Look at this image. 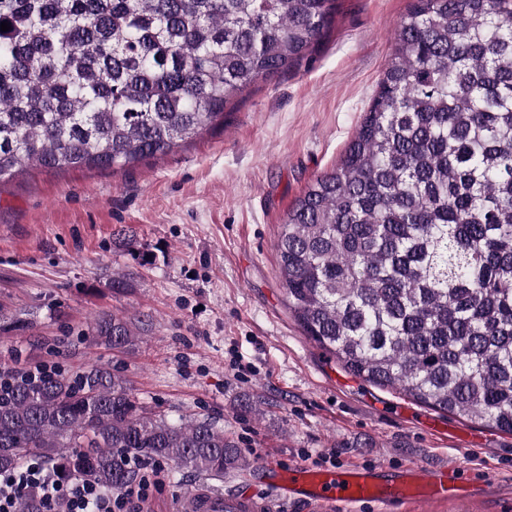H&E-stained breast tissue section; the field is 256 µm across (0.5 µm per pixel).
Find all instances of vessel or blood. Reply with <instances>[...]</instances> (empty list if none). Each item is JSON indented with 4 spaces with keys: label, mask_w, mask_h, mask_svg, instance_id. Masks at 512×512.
<instances>
[{
    "label": "vessel or blood",
    "mask_w": 512,
    "mask_h": 512,
    "mask_svg": "<svg viewBox=\"0 0 512 512\" xmlns=\"http://www.w3.org/2000/svg\"><path fill=\"white\" fill-rule=\"evenodd\" d=\"M463 478L464 470L456 463L317 469L302 464L285 468L270 460L262 467V489L226 495L190 492L176 512H268L274 500L302 503L317 512H348L352 505L368 503L381 512L396 506L409 512L422 504L462 498Z\"/></svg>",
    "instance_id": "b4317fda"
}]
</instances>
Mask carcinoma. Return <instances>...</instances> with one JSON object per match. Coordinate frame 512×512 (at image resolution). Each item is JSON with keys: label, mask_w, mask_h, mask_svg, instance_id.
<instances>
[{"label": "carcinoma", "mask_w": 512, "mask_h": 512, "mask_svg": "<svg viewBox=\"0 0 512 512\" xmlns=\"http://www.w3.org/2000/svg\"><path fill=\"white\" fill-rule=\"evenodd\" d=\"M336 0H0V180L123 169L308 61ZM288 309L348 373L512 433V0H414L340 164L276 242ZM32 329L0 315V331ZM114 348L129 322L97 317ZM37 458L105 491L144 458L222 478L247 461L208 419L154 414L93 365L0 387V472Z\"/></svg>", "instance_id": "1"}]
</instances>
